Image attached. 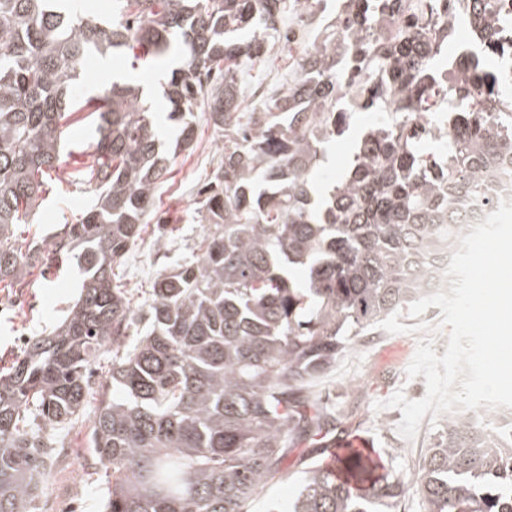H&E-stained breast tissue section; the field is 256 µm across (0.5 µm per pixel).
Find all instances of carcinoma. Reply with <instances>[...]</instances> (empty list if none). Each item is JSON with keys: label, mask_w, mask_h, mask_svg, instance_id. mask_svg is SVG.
Instances as JSON below:
<instances>
[{"label": "carcinoma", "mask_w": 512, "mask_h": 512, "mask_svg": "<svg viewBox=\"0 0 512 512\" xmlns=\"http://www.w3.org/2000/svg\"><path fill=\"white\" fill-rule=\"evenodd\" d=\"M449 0H347L335 34L305 47L297 80L241 111V65L263 63L285 14L322 0H117L104 26L94 9L54 0H0V283L24 288L28 224L43 176L61 163L64 127L85 108L91 160L72 178L93 202L53 233L46 268L73 265L80 296L61 325L0 372V512H38L42 478L61 450L55 432L76 423L95 353L119 354L100 385L89 444L111 472L102 512H249L295 448L329 441L336 417L311 388L344 347L425 290L467 213L448 194L476 196L498 157L512 153V107L490 57H512V23L498 0H472L471 26L492 39L454 76L435 67L456 17ZM126 48L134 60L180 56L164 84L177 145L201 110L220 141L217 167L195 202L205 234L193 258L156 276L140 313L114 267L140 239L169 172L155 112L134 79L97 97L77 86L86 59ZM355 65L352 102L395 119L370 131L349 176L310 208V175L324 144L345 131L337 74ZM489 89L476 92V83ZM474 100L447 152L424 151L430 131L401 121L429 102ZM308 272L304 286L294 266ZM129 336L136 337L130 344ZM427 512H512V410L482 425L450 414L418 463ZM404 494L357 453L305 471L290 512H395Z\"/></svg>", "instance_id": "carcinoma-1"}]
</instances>
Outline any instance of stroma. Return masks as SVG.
<instances>
[{"label": "stroma", "mask_w": 512, "mask_h": 512, "mask_svg": "<svg viewBox=\"0 0 512 512\" xmlns=\"http://www.w3.org/2000/svg\"><path fill=\"white\" fill-rule=\"evenodd\" d=\"M344 0H326V9L314 21L288 16L283 33L271 41L269 62L246 76L241 97L243 108H250L256 85L268 87L292 82L298 76L296 60L303 44L325 38L335 28V18ZM111 71H103L99 57H90L84 68L80 91L96 96L117 77L136 75L140 84L151 91L149 100L155 112H163L165 100L161 83L166 69L157 62L133 68L130 52L117 50L109 56ZM196 138L191 147L176 149V136L167 122H160L158 132L172 148L171 172L158 191L157 208L167 219L169 235L160 236L155 222H148L140 240L126 254L116 269L125 282L134 303L148 296L160 270L173 266L189 255L201 238L204 227L194 214L198 188L215 168V136L205 115L197 117ZM376 124L369 111L352 112L347 129L325 147L323 160L312 174L314 186L327 184L348 173L362 136ZM93 127L87 123L73 125L66 141L63 162L52 174L50 188L31 223L18 227L23 239L47 244L56 225L74 221L93 199L89 186L69 181L68 174L90 160ZM82 276L77 268L59 266L48 270L33 266L28 288L0 287V369L8 368L26 343L48 335L69 313L80 294ZM417 335L406 332L390 334L369 332L363 340H351L337 359L335 367L314 386L328 408L336 412L334 440L362 437L367 449L385 470L407 483L398 512H425L411 483L421 457L418 442H429L435 429L420 426L415 440L408 441L397 432L401 410H374L373 404L403 390L407 399L417 400L426 394L424 376L407 379L406 368L412 360ZM98 405L96 394H88L78 423L64 432L66 448L58 464L46 476V493L39 501L40 512H101L108 487L104 468L88 448L91 421ZM326 452L310 444L296 448L282 466L281 473L264 488L250 506V512H287L296 498L306 469L325 462Z\"/></svg>", "instance_id": "35a3bbf8"}]
</instances>
